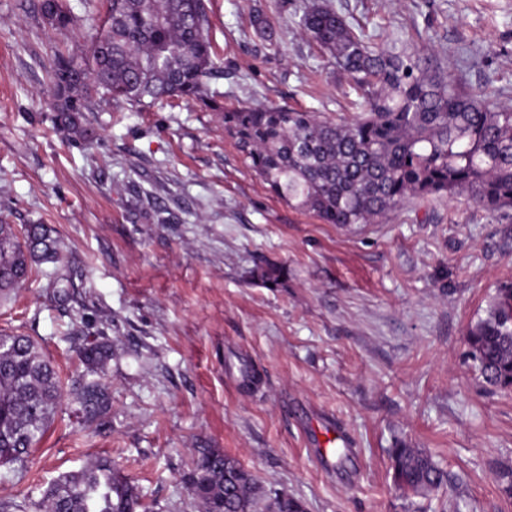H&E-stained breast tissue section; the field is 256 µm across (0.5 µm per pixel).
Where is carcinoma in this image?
<instances>
[{
    "label": "carcinoma",
    "mask_w": 512,
    "mask_h": 512,
    "mask_svg": "<svg viewBox=\"0 0 512 512\" xmlns=\"http://www.w3.org/2000/svg\"><path fill=\"white\" fill-rule=\"evenodd\" d=\"M103 24L88 34L84 57L57 54L48 76L56 119L89 140L85 113L97 100L143 105L196 101L220 113L245 164L281 199L326 224H372L417 197L465 195L492 212L512 209V108L479 99L431 58L404 44L372 46L326 4L313 0L299 26L366 102L338 122L316 112L265 106L224 108L210 83L217 74L206 0H107ZM54 28L74 25L63 0H39ZM58 239L42 224H0V300L43 264H57ZM483 383L512 390V283L496 289L486 317L466 334ZM86 374L63 388L29 336L0 333V467L22 473L31 449L68 403L86 425L112 407L102 382L112 344L78 347ZM394 483L426 495L447 474L421 448L389 450ZM201 512H306L285 493H267L253 474L218 448H196L184 476ZM36 512H139L138 488L106 457L59 474Z\"/></svg>",
    "instance_id": "obj_1"
}]
</instances>
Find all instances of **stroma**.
<instances>
[{"instance_id": "obj_1", "label": "stroma", "mask_w": 512, "mask_h": 512, "mask_svg": "<svg viewBox=\"0 0 512 512\" xmlns=\"http://www.w3.org/2000/svg\"><path fill=\"white\" fill-rule=\"evenodd\" d=\"M309 0H207L224 105L341 119L349 77L303 33ZM381 46L406 42L465 90L512 107V0H325ZM56 29L38 0H0V221L42 224L73 283L33 274L0 304V332L35 339L63 383L72 348L112 342V411L86 428L63 407L0 502L34 512L59 473L111 457L149 512H198L183 477L218 448L308 512H512V390L485 387L465 334L512 282V216L467 197L415 199L341 227L276 196L216 112L180 99L95 102L90 141L55 122L47 71L84 56L105 0H64ZM262 14L274 39L252 25ZM334 419L354 440L321 471L303 433ZM426 449L448 484L426 497L392 482L389 450ZM63 0H39L38 9L42 18L54 28L67 29L76 22Z\"/></svg>"}]
</instances>
